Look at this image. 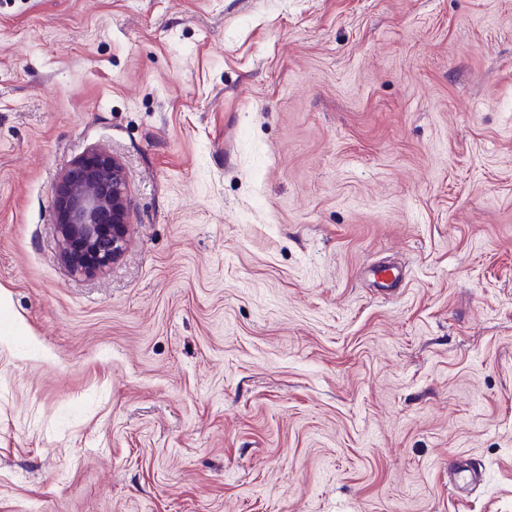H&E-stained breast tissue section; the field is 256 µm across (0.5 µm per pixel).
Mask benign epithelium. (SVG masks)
Segmentation results:
<instances>
[{"mask_svg":"<svg viewBox=\"0 0 512 512\" xmlns=\"http://www.w3.org/2000/svg\"><path fill=\"white\" fill-rule=\"evenodd\" d=\"M60 253L77 275L94 276L126 246L129 199L122 163L95 147L77 158L51 190Z\"/></svg>","mask_w":512,"mask_h":512,"instance_id":"obj_1","label":"benign epithelium"}]
</instances>
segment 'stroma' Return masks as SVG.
Segmentation results:
<instances>
[{
	"mask_svg": "<svg viewBox=\"0 0 512 512\" xmlns=\"http://www.w3.org/2000/svg\"><path fill=\"white\" fill-rule=\"evenodd\" d=\"M0 512H512V0H0ZM60 253L77 275L94 276L126 246L129 199L122 163L106 148L77 158L51 190Z\"/></svg>",
	"mask_w": 512,
	"mask_h": 512,
	"instance_id": "obj_1",
	"label": "stroma"
}]
</instances>
